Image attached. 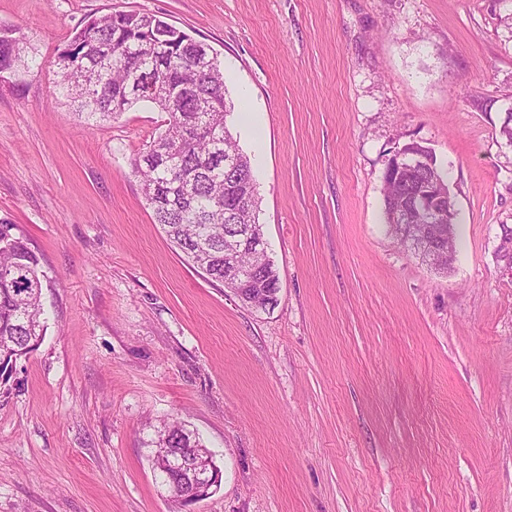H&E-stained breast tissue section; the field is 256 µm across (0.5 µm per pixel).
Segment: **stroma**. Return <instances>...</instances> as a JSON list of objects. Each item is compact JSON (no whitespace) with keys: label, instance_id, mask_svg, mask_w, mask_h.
Returning a JSON list of instances; mask_svg holds the SVG:
<instances>
[{"label":"stroma","instance_id":"35a3bbf8","mask_svg":"<svg viewBox=\"0 0 512 512\" xmlns=\"http://www.w3.org/2000/svg\"><path fill=\"white\" fill-rule=\"evenodd\" d=\"M208 44L249 156L277 304L243 305L153 221L142 103L89 126L54 93L92 14ZM40 74L0 79V223L40 258L47 330L0 380V512H184L154 474L180 418L223 472L193 512H512V0H0ZM448 173L437 273L387 231L385 160ZM418 161V157L410 152L394 150L392 155L386 159L384 173L386 175H400L403 171L412 169Z\"/></svg>","mask_w":512,"mask_h":512}]
</instances>
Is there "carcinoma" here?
Returning <instances> with one entry per match:
<instances>
[{
  "label": "carcinoma",
  "instance_id": "carcinoma-1",
  "mask_svg": "<svg viewBox=\"0 0 512 512\" xmlns=\"http://www.w3.org/2000/svg\"><path fill=\"white\" fill-rule=\"evenodd\" d=\"M202 42L148 12L92 15L76 29L57 58L55 87L78 118L88 123L116 119L141 101L166 113V129L132 162L155 223L193 267L224 283L245 305L265 303L279 287V274L259 223V197L250 158L238 147L227 117L224 71L208 64ZM40 66L38 50L17 34L0 31V68L28 73ZM421 162L399 179L383 177L385 214L391 235L439 273L454 261L455 235L426 253L431 233L412 205L421 185L448 193V181L431 148L416 145ZM13 225L0 224V353L20 358L43 339L40 260ZM240 241L224 261V239ZM187 434L175 419L157 431L161 448H181Z\"/></svg>",
  "mask_w": 512,
  "mask_h": 512
}]
</instances>
